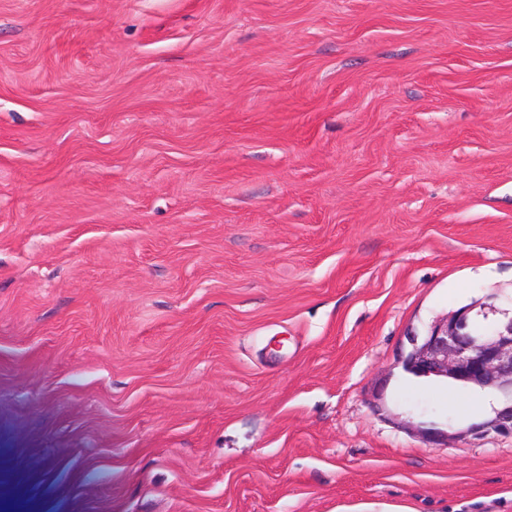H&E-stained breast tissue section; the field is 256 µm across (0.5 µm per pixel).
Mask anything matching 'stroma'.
Returning a JSON list of instances; mask_svg holds the SVG:
<instances>
[{
	"instance_id": "stroma-1",
	"label": "stroma",
	"mask_w": 512,
	"mask_h": 512,
	"mask_svg": "<svg viewBox=\"0 0 512 512\" xmlns=\"http://www.w3.org/2000/svg\"><path fill=\"white\" fill-rule=\"evenodd\" d=\"M480 302L512 0H0L17 512H512L494 395L398 363Z\"/></svg>"
}]
</instances>
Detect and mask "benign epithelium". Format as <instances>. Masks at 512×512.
<instances>
[{
    "label": "benign epithelium",
    "mask_w": 512,
    "mask_h": 512,
    "mask_svg": "<svg viewBox=\"0 0 512 512\" xmlns=\"http://www.w3.org/2000/svg\"><path fill=\"white\" fill-rule=\"evenodd\" d=\"M472 310V306L460 308L435 323L426 335L409 336L410 348L401 354L399 363L419 378L471 383L512 396V317L477 332ZM492 412L491 418L469 431L512 435V400Z\"/></svg>",
    "instance_id": "7a95c632"
}]
</instances>
